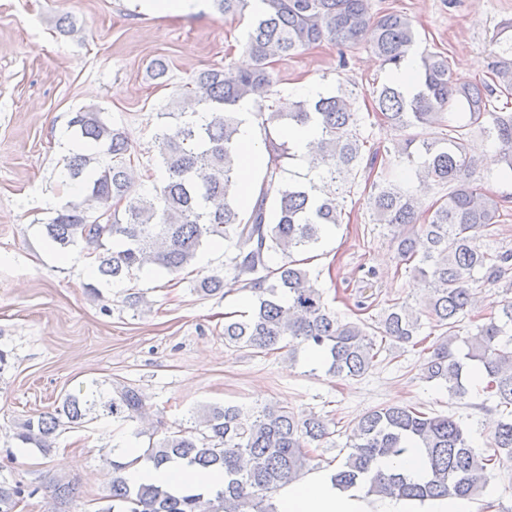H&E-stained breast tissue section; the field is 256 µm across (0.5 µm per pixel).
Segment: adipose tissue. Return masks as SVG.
<instances>
[{"label":"adipose tissue","instance_id":"1","mask_svg":"<svg viewBox=\"0 0 512 512\" xmlns=\"http://www.w3.org/2000/svg\"><path fill=\"white\" fill-rule=\"evenodd\" d=\"M238 147L242 159L236 169L237 183L243 200H251L254 177L261 163L255 127L244 121L239 128ZM122 455L132 460L125 477L134 485H159L177 491L184 489L216 490L224 486V472L202 469L182 460L160 466L139 460L137 448L125 446ZM274 512H474L464 498L450 496L425 502L388 498L377 500L366 495L363 488L337 486L331 473L309 472L301 480L279 490L273 500Z\"/></svg>","mask_w":512,"mask_h":512}]
</instances>
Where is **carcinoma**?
<instances>
[{"label": "carcinoma", "instance_id": "cac0c4a2", "mask_svg": "<svg viewBox=\"0 0 512 512\" xmlns=\"http://www.w3.org/2000/svg\"><path fill=\"white\" fill-rule=\"evenodd\" d=\"M226 18L253 9L244 45L247 63L229 62L195 75L180 96L178 111L161 112L176 120L173 129L157 128L154 140L164 171L154 193L134 189L132 160L125 133L109 125L100 109L81 108L69 121L77 144L98 148L92 157L77 150L68 158L69 174L86 184V195L67 201L45 224L48 237L62 247L81 246L106 281L121 280L147 264L179 275L196 258L203 240L217 236L232 248L228 265L234 280L257 294L251 311L224 316V342L262 352L288 344L293 355L305 346L318 351L325 373L338 380H359L375 366L376 338L405 349L424 344L422 317L445 329L423 348V379L446 385L453 397L469 393L473 374L484 383V409L495 403L500 414L491 448L478 452L460 423L450 415L430 416L415 406L371 409L355 422L348 453L336 469V485L362 486L369 496L405 500L450 495L474 498L483 493L489 471L512 461V299L498 313L459 334L471 312L475 291L503 289L512 293V248L491 249L492 227L511 195H496L477 185V160L470 134L478 128L496 148L500 173L512 176V112L492 108L494 96L512 95V19L502 21L491 40L496 61L491 82L455 77L438 53L418 52L411 20L401 14L372 13L371 0H212ZM373 34L372 52L397 72L417 58L418 85L406 91L395 80L372 91L374 111L392 128L432 130V136H407L368 156L374 171L378 156L406 159L416 166L421 190L446 194L428 208L418 223L422 198L393 184L388 173L370 184L367 204L376 224L393 229L396 257L412 265L426 291V307L390 306L377 324L350 321L331 311L301 255L319 245L325 228L342 224L346 196L362 171V117L356 99L342 92L288 101L283 112L269 104L273 59L285 60L321 44L353 48L366 30ZM248 103L264 134L268 154L258 199L245 212L236 204L235 135L239 109ZM464 122L448 120L450 111ZM317 124L319 144L308 158L319 182H280L283 162L294 154L276 139L283 125ZM281 256L273 267L270 257ZM197 290L207 296L223 290V279L204 277ZM114 419L132 420L144 410L138 389L124 386L116 396L66 394L51 412L29 418L14 434L24 445L51 450L59 426H80L96 409ZM319 416L267 405L248 415L238 406H211L200 420L176 424L159 439L149 437L142 458L159 466L173 458L201 468L224 469V488L180 493L153 485L134 486L122 472L130 463L109 460L112 480L102 512H273L271 499L312 464L310 448L335 443ZM420 449L426 472L417 481L400 472L375 467L380 458H396L409 447ZM21 485L0 484V512H13L24 499Z\"/></svg>", "mask_w": 512, "mask_h": 512}]
</instances>
